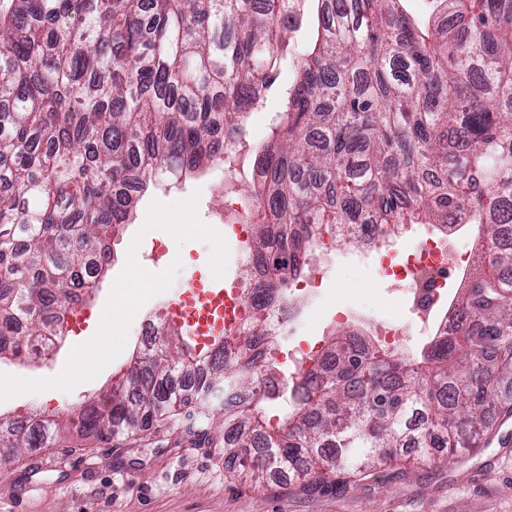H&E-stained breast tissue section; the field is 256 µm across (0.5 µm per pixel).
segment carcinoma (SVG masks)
<instances>
[{"instance_id": "cac0c4a2", "label": "carcinoma", "mask_w": 512, "mask_h": 512, "mask_svg": "<svg viewBox=\"0 0 512 512\" xmlns=\"http://www.w3.org/2000/svg\"><path fill=\"white\" fill-rule=\"evenodd\" d=\"M290 0H0V360L40 358L104 274L151 186L224 163L274 79ZM313 46L255 149L248 300H277L316 225L479 224L484 262L455 333L417 351L350 331L279 379L261 315L202 348L165 329L112 390L67 414L0 418V456L75 426L110 442L168 425L269 459L245 474L348 481L479 448L512 415V0H315ZM284 410L273 421L267 409Z\"/></svg>"}]
</instances>
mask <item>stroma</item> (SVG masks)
<instances>
[{
    "instance_id": "35a3bbf8",
    "label": "stroma",
    "mask_w": 512,
    "mask_h": 512,
    "mask_svg": "<svg viewBox=\"0 0 512 512\" xmlns=\"http://www.w3.org/2000/svg\"><path fill=\"white\" fill-rule=\"evenodd\" d=\"M304 26L280 49L278 75L263 94L241 146L253 157L256 145L284 108V91L297 72L293 53L308 45ZM232 174L212 167L196 180L162 185L146 194L122 235L111 242L112 258L92 299L76 307L69 333L33 364L0 361V414L76 407L106 391L139 342L138 320L179 299L193 279L219 288L234 255L218 241ZM326 296L303 323L299 338L322 344L341 306L356 309L351 326L397 316L400 282L384 278L373 258L357 251L319 259ZM130 287V307L117 311V286ZM108 355L88 371L89 346ZM0 512H512V418L491 443L446 462L385 465L367 478L341 487H304L294 479L260 485L232 474L221 449L194 446L188 436L156 427L142 435L103 443L95 435L62 437L51 448H29L0 475Z\"/></svg>"
}]
</instances>
